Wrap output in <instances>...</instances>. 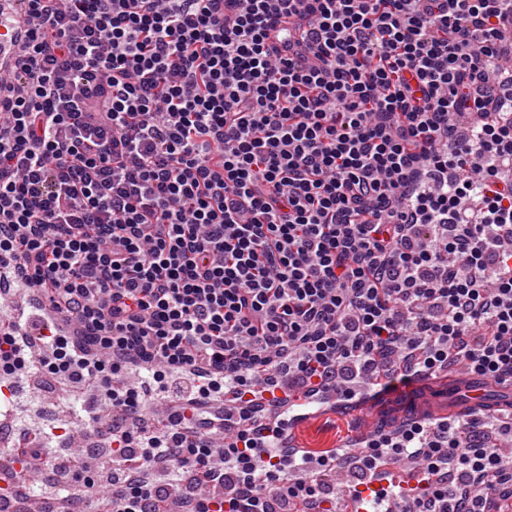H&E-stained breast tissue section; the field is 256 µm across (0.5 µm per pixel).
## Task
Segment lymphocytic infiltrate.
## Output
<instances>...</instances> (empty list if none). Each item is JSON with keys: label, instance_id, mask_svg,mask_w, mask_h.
<instances>
[{"label": "lymphocytic infiltrate", "instance_id": "obj_1", "mask_svg": "<svg viewBox=\"0 0 512 512\" xmlns=\"http://www.w3.org/2000/svg\"><path fill=\"white\" fill-rule=\"evenodd\" d=\"M0 66V255L56 321L0 372L98 392L111 481L155 512H335L333 454L275 451L290 390L465 364L512 380V0H28ZM512 421L412 420L350 457L366 512H512ZM407 487L366 489L390 460Z\"/></svg>", "mask_w": 512, "mask_h": 512}]
</instances>
